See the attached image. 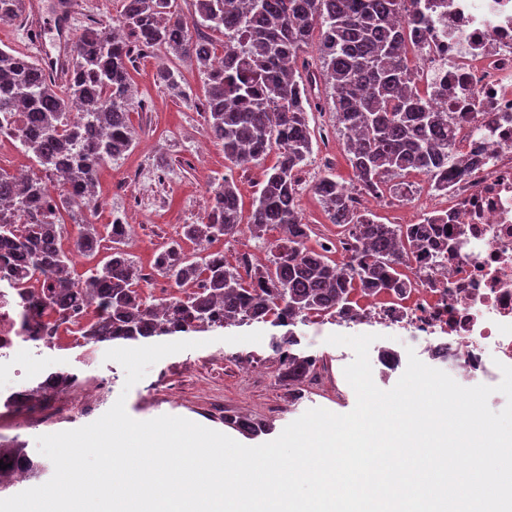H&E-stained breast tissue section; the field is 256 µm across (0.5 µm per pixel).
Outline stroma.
Here are the masks:
<instances>
[{
  "label": "stroma",
  "mask_w": 512,
  "mask_h": 512,
  "mask_svg": "<svg viewBox=\"0 0 512 512\" xmlns=\"http://www.w3.org/2000/svg\"><path fill=\"white\" fill-rule=\"evenodd\" d=\"M164 68L176 73V88L159 80L158 74ZM129 77L134 90L128 104L129 121L136 142L99 168L100 205L90 212L67 208L61 216L67 225L74 218H81L102 234L115 218L127 219L132 225L129 253L144 275L138 289L146 294L150 289L170 285L152 269L155 250L180 235L183 225L201 222L212 205L214 189L223 179L235 182L241 216L249 218L261 169L274 165L277 156L269 154L260 167H235L225 160L222 147L210 135L204 112L205 76L193 59L139 47L134 52ZM309 124L313 151L297 174L298 199L303 221L310 227L307 245L317 249L324 241L334 239L341 229L331 224L314 194L310 171L320 163L349 188H356L357 183L343 151L345 131L336 124L330 97H321L318 108L309 114ZM145 168L156 171L155 181L133 185V177ZM278 236V230L273 229L258 240L245 230L235 237L219 238L214 245L223 249L228 268L246 279L250 273L242 263L243 253L260 249L262 243L273 242ZM316 320L312 314L290 326L249 322L194 333L197 348L164 357L129 389L124 386L126 373L118 362L99 361L97 370L111 382L113 395H125L126 411L134 419L145 421L172 415L199 424L203 421L200 407L220 399L225 415L258 422L266 432L251 437L221 422L213 423V430L256 446L277 438L309 409L319 407L346 414L356 404L355 392L346 379L326 383L296 401L292 398L293 384L278 378L279 359L270 347L276 337L293 336V351L300 356H320L341 368L353 361L352 349L327 341L337 331L335 321L320 326ZM254 331L262 332L260 343L226 341L227 336Z\"/></svg>",
  "instance_id": "obj_1"
}]
</instances>
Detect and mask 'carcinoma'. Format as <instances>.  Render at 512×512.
I'll return each instance as SVG.
<instances>
[{
  "instance_id": "obj_1",
  "label": "carcinoma",
  "mask_w": 512,
  "mask_h": 512,
  "mask_svg": "<svg viewBox=\"0 0 512 512\" xmlns=\"http://www.w3.org/2000/svg\"><path fill=\"white\" fill-rule=\"evenodd\" d=\"M410 8L409 0H194L187 20L172 0H123L116 35L92 25L74 41L69 78L52 82L39 63L13 49L0 48V113H31L26 151L46 166H62L68 181L90 190L99 164L133 145L128 118L132 43L195 59L205 75L212 136L234 166L259 165L272 151L275 166L265 170L254 201L249 229L261 239L280 231L270 244L269 264L255 271L249 287L224 265V255L188 256L176 245L157 255V272L181 287L200 282V291L150 303L135 288L141 271L120 246L123 227L110 225L112 253L81 281L71 276L74 256L55 246L63 224L39 218L29 224H0V280L19 283L33 273L47 276L46 301L59 316L75 306L74 289L98 302L108 320L87 333V341L139 342L176 333L204 332L237 318L242 322L288 324L311 311L327 312L348 301L354 286L368 296L409 287L401 271L407 254L448 247V225L383 224L357 214L350 189L328 174L316 185L331 223L350 227L359 242L353 259L338 264L306 246L308 225L297 203L296 175L312 153L307 107L315 78L298 80L299 51L319 31L317 75L333 90L336 122L350 133L344 152L357 183L375 189L390 176L424 173L438 190L448 188L468 168L455 161L448 139L450 115L427 106L409 89L406 30L393 21ZM25 0H0V21L18 18ZM224 35V64L214 63L213 43L191 29ZM134 40H129L128 36ZM43 186L0 172V206L13 202L38 206ZM77 252L94 253L101 239L92 225L75 221ZM239 228V201L233 181L214 192V204L200 224L183 225V236L213 240ZM296 341L274 339L282 376L306 378L312 359L292 352ZM0 489L24 470L38 472L25 449L0 443Z\"/></svg>"
}]
</instances>
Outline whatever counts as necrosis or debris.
<instances>
[{
    "instance_id": "obj_1",
    "label": "necrosis or debris",
    "mask_w": 512,
    "mask_h": 512,
    "mask_svg": "<svg viewBox=\"0 0 512 512\" xmlns=\"http://www.w3.org/2000/svg\"><path fill=\"white\" fill-rule=\"evenodd\" d=\"M415 15L410 27L396 21L419 50L413 78L430 105L451 112V140L470 173L444 191L428 184L392 197V204L423 217L443 218L447 252L410 254L408 289L372 308L338 305L332 316L340 326L385 331L381 373L397 371L412 346L430 365L495 386L501 365L512 366V0H416ZM26 176L40 179L50 197L92 205L83 189L67 184L64 168L33 165ZM47 285L40 274L21 288L0 281V405L10 406L27 430L64 421L70 401L29 374L19 353L66 339L81 350L71 379L88 376L96 355L85 335L103 317L97 302L83 296L62 322L47 308L29 312L28 300L44 297Z\"/></svg>"
}]
</instances>
